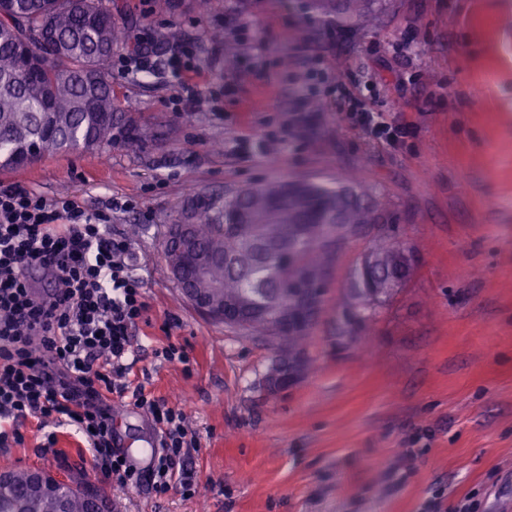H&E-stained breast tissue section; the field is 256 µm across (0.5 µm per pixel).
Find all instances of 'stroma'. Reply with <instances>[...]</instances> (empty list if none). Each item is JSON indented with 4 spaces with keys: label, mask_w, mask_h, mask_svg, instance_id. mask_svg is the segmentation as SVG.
<instances>
[{
    "label": "stroma",
    "mask_w": 512,
    "mask_h": 512,
    "mask_svg": "<svg viewBox=\"0 0 512 512\" xmlns=\"http://www.w3.org/2000/svg\"><path fill=\"white\" fill-rule=\"evenodd\" d=\"M309 0H112L125 34L112 49L113 102L137 142L47 154L0 186L77 195L112 216L144 282L132 383L182 408L200 446L185 460L196 485L156 495L102 478L72 430L53 450L34 421L0 445V466L41 465L87 478L115 512H512V0H394L378 28L323 19ZM196 53L199 97L183 110L168 55L138 63V43ZM309 51H302V44ZM237 65L224 67V51ZM346 88L411 133L392 145L321 109L305 126L307 72ZM363 173L389 202L394 242L420 258L405 288L354 328L336 313L372 244L336 262L307 352L314 368L288 391L258 384L273 344L198 314L162 258L166 228L195 196H230L271 178L330 183ZM175 344L189 365L157 357ZM116 444L155 429L113 398Z\"/></svg>",
    "instance_id": "obj_1"
}]
</instances>
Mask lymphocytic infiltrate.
I'll list each match as a JSON object with an SVG mask.
<instances>
[{
    "label": "lymphocytic infiltrate",
    "instance_id": "1",
    "mask_svg": "<svg viewBox=\"0 0 512 512\" xmlns=\"http://www.w3.org/2000/svg\"><path fill=\"white\" fill-rule=\"evenodd\" d=\"M346 118L393 145L410 133L409 124L385 122L364 105ZM35 266L53 291L33 286ZM145 310L130 244L113 237L110 216L70 194L48 198L20 184L0 186V442L20 439L16 423L31 415L48 430L74 427L92 468L122 487L145 478L160 495L175 481L192 493L184 459L199 443L185 413L123 382ZM116 394L129 395L161 437L148 472L112 446Z\"/></svg>",
    "mask_w": 512,
    "mask_h": 512
}]
</instances>
